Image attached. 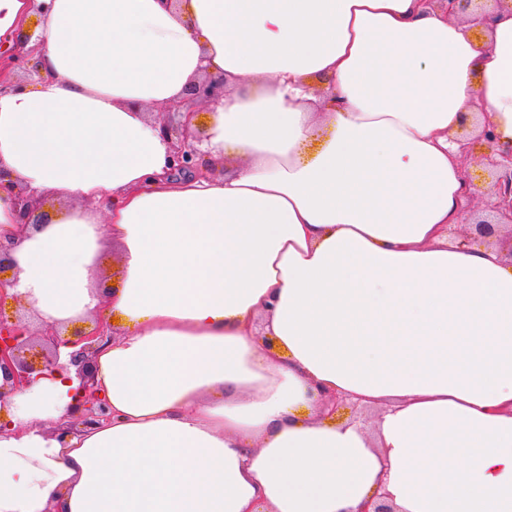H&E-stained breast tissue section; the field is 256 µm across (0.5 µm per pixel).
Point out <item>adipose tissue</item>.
I'll return each mask as SVG.
<instances>
[{"label": "adipose tissue", "instance_id": "obj_1", "mask_svg": "<svg viewBox=\"0 0 512 512\" xmlns=\"http://www.w3.org/2000/svg\"><path fill=\"white\" fill-rule=\"evenodd\" d=\"M45 3L0 0V49L32 28L38 72L0 92V171L52 207L28 228L0 197V306L114 321L112 417L47 427L65 352L1 398L0 512H512V260L445 235L475 191L449 134L512 144V9L476 32L435 0ZM203 70L227 91L190 125L226 172L172 177L145 109ZM103 228V244L104 249L101 256V271L105 276H117L121 270V246L118 243L112 242L108 235L107 220H103L101 224Z\"/></svg>", "mask_w": 512, "mask_h": 512}]
</instances>
